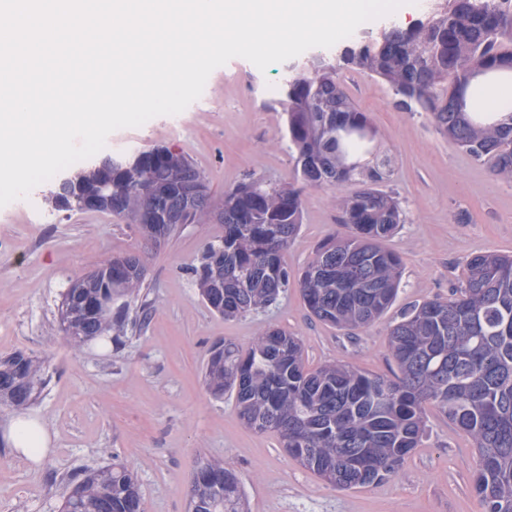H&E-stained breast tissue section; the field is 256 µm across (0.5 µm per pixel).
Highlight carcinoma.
I'll list each match as a JSON object with an SVG mask.
<instances>
[{
    "instance_id": "obj_1",
    "label": "carcinoma",
    "mask_w": 512,
    "mask_h": 512,
    "mask_svg": "<svg viewBox=\"0 0 512 512\" xmlns=\"http://www.w3.org/2000/svg\"><path fill=\"white\" fill-rule=\"evenodd\" d=\"M505 0H446L425 21L403 29L388 21L378 39L357 40L325 56L309 57L285 74L275 104L294 161V179L305 186L357 181L355 193L338 202L349 234L318 248L297 285L310 313L341 329L367 325L390 308L398 294L400 258L382 246L404 223L400 202L379 188L390 160L358 164L376 137L365 113L351 103L339 72L356 68L380 78L396 104L429 114L437 133L512 181V126H479L466 120L468 103L485 82L512 78V9ZM202 180L183 155L153 148L103 159L52 194L58 208L79 210L81 196L112 182V214L154 242L170 239L179 224H142L144 210L165 194L183 196L187 181ZM302 189L259 179L224 190V237L206 245L193 269L199 295L226 319L264 309L288 290L290 274L281 253L302 224ZM213 219L209 199L192 202L186 224ZM224 268V287L209 288L213 266ZM93 292L112 306L83 315L82 333L62 331L77 347L112 335L119 343L131 302L146 287L137 254L112 259L89 271ZM224 298L216 305L211 295ZM393 377L374 376L342 364L306 367L299 341L276 328L263 329L246 351L224 342L210 351L205 378L211 392L234 394L243 423L275 435L288 456L305 453L302 465L332 484L363 487L399 473L426 430L433 405L475 442L479 461L473 488L483 512H512V256L480 254L467 263L462 285L445 300L408 307L390 327ZM42 366L18 352L0 359V405L22 393L28 402L46 387ZM361 457L372 471L359 478L351 467ZM197 473L213 483L203 491V512H245L234 470L207 460ZM63 512H141L137 483L122 465L89 472L67 496Z\"/></svg>"
}]
</instances>
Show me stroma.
Returning <instances> with one entry per match:
<instances>
[{
  "label": "stroma",
  "mask_w": 512,
  "mask_h": 512,
  "mask_svg": "<svg viewBox=\"0 0 512 512\" xmlns=\"http://www.w3.org/2000/svg\"><path fill=\"white\" fill-rule=\"evenodd\" d=\"M284 74L281 63L262 71L233 58L183 112L114 131L102 153L167 147L195 165L216 200L250 177L290 182L294 162L273 102ZM340 79L377 131L375 153L390 160L381 187L406 213L384 242L401 259L398 296L362 329L317 320L295 287L256 314L227 320L214 312L190 269L205 244L223 235L218 221L187 225L154 243L115 215L56 209L49 199L54 179L0 207V356L21 351L43 362L52 381L29 409L54 434L53 450L36 470L0 443V512H61L73 476L115 462L133 474L143 512H188L204 457L235 471L247 512H482L471 487L474 441L437 411H429L427 436L398 475L343 490L291 459L275 436L244 426L234 398L212 395L204 380L215 343L245 349L269 326L300 339L308 368L341 361L390 374L387 331L404 308L447 298L474 255H512V182L439 135L426 113L396 107L380 80L356 69L342 70ZM358 188H304L301 228L282 255L291 274L320 243L343 233L336 199ZM131 252L147 268L145 325L118 346L97 339L73 348L60 327L63 293L75 276Z\"/></svg>",
  "instance_id": "1"
}]
</instances>
